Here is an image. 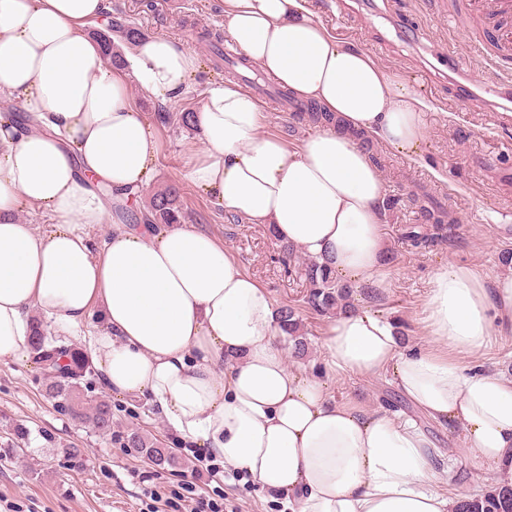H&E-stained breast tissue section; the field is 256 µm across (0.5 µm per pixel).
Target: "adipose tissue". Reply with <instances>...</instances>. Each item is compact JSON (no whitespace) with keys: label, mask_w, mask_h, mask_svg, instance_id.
<instances>
[{"label":"adipose tissue","mask_w":512,"mask_h":512,"mask_svg":"<svg viewBox=\"0 0 512 512\" xmlns=\"http://www.w3.org/2000/svg\"><path fill=\"white\" fill-rule=\"evenodd\" d=\"M110 0H0V363L29 357L33 317L79 341L103 389L148 397L187 448L246 473L288 512H458L433 468L437 449L411 419L333 396L337 376H390L427 417L459 427L466 461L512 483V380L461 362L493 332L512 334V270L434 274L428 346L400 349L392 325L362 309L328 318L322 367L292 364L264 285L191 224H123L101 188L146 185L155 130L130 92L178 98L201 68L164 35L106 64L94 29ZM241 55L335 124L291 144L238 83L210 85L181 176L226 210L332 270L385 286V184L359 142L416 151L426 105L396 73L331 35L306 0H224ZM42 212L49 231L20 220ZM109 224L98 240L89 230Z\"/></svg>","instance_id":"obj_1"}]
</instances>
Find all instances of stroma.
Returning a JSON list of instances; mask_svg holds the SVG:
<instances>
[{
	"instance_id": "stroma-1",
	"label": "stroma",
	"mask_w": 512,
	"mask_h": 512,
	"mask_svg": "<svg viewBox=\"0 0 512 512\" xmlns=\"http://www.w3.org/2000/svg\"><path fill=\"white\" fill-rule=\"evenodd\" d=\"M309 5L329 33L402 76L428 106V134L418 154L409 156L386 145L379 148L386 163L381 170L386 197L394 204L384 226L392 260L385 268L384 289L361 285L353 294L356 307L393 323L403 347L426 344L424 306L432 276L455 264L473 267L489 280L502 271L506 254L512 251V238H503L499 230L500 225H512V101L494 104L481 93L460 98L458 85L464 78L491 86L499 72L475 50L469 32L449 27L448 13L459 0H309ZM112 10L143 35H168L201 57L202 69L180 99L164 104L139 97V111L147 120L154 121L164 111L174 116L196 109L202 92L223 82L224 62L211 52L206 38L207 32L224 29L222 0H112ZM451 55L460 69L449 70ZM259 105L268 116L266 132L298 142L314 129L279 107L269 94H262ZM155 130L158 165L152 180L141 187V199H148L163 184L177 183L187 223L224 244L269 289L275 304L300 302L309 341V352L300 364L313 369L324 353L321 330L326 318L303 304L306 288L297 263L283 262L284 248L267 227L237 220L180 180L194 131L174 119L156 123ZM424 186L436 189L452 232L446 239L415 248L405 240L404 231L423 222L411 195ZM40 377L32 361L0 364V512H145V492L152 487L163 497L159 512H174L168 502L180 490V476L61 413L44 397ZM85 383L93 396L108 398L116 432L136 428L182 453L152 404L105 393L93 374L86 376ZM333 392L339 398L357 394L371 410L396 416L413 413L387 377L344 376ZM18 425L29 432L20 447L12 436ZM425 428L438 444L437 465L444 470L446 492L466 494L494 483L492 472L466 461L448 467V455L463 446L459 428L432 422ZM73 447L81 449L80 457L70 455ZM196 484L201 493L220 491L238 512L284 509L245 478L227 474L211 480L203 475Z\"/></svg>"
}]
</instances>
